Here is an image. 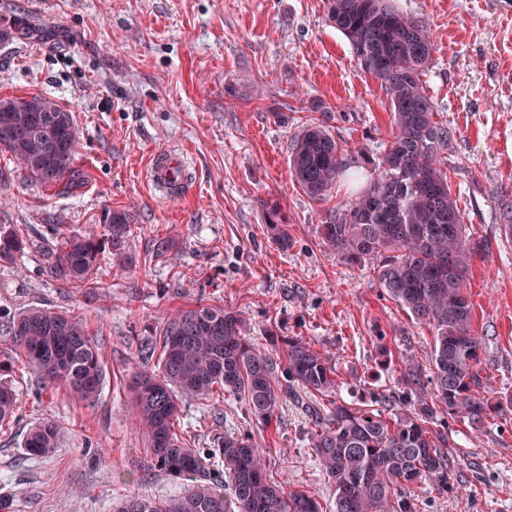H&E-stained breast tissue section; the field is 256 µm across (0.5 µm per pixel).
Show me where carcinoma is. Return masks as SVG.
<instances>
[{
    "label": "carcinoma",
    "instance_id": "carcinoma-1",
    "mask_svg": "<svg viewBox=\"0 0 512 512\" xmlns=\"http://www.w3.org/2000/svg\"><path fill=\"white\" fill-rule=\"evenodd\" d=\"M329 19L348 39L363 70L381 81L393 109L392 140L373 160L349 150L321 124L310 123L291 144L290 169L298 185L321 200L342 177L366 170L364 188L339 202L320 232L340 258L377 262L383 290L415 322L434 330L430 351L433 396L448 414L476 430L491 413L479 397L481 342L473 328L467 289L471 257L483 244L467 234L441 168L448 128L433 121L435 107L423 86L434 52L427 24L400 12L392 0H325ZM21 131L0 139L17 166L35 183L64 193L83 178L76 166L78 136L73 113L42 95L0 99V129ZM274 241L291 246L277 202L263 204ZM106 238H72L42 250L43 269L68 288H96L94 270L106 247L121 254L129 214L108 208L101 215ZM29 240L0 225V264L23 257ZM0 331L25 364L48 384L80 400L96 399L105 378L99 349L83 319L45 307L18 313L0 309ZM159 354L160 374L144 371L132 384L133 415L155 464L190 482L183 496L165 501L127 498L115 512H322L321 503L272 481L259 449L245 435L226 433L203 451L178 438L181 404L207 400L216 391L245 397L258 419L270 421L281 396L297 385L311 394L337 388L336 371L317 351L288 338L276 380L271 357L245 335L242 319L221 306L198 304L169 313L159 337L142 348L145 360ZM414 362L402 375L401 402L421 387ZM18 398L0 384V428L8 427ZM425 401L386 418L371 410L336 405L311 437L319 468L335 489L333 512H412L406 489L422 480L454 493L462 487L448 460V438L433 427ZM55 420L35 423L24 448L47 456L58 447Z\"/></svg>",
    "mask_w": 512,
    "mask_h": 512
}]
</instances>
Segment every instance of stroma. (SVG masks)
I'll use <instances>...</instances> for the list:
<instances>
[{"instance_id": "stroma-1", "label": "stroma", "mask_w": 512, "mask_h": 512, "mask_svg": "<svg viewBox=\"0 0 512 512\" xmlns=\"http://www.w3.org/2000/svg\"><path fill=\"white\" fill-rule=\"evenodd\" d=\"M424 18L435 50L423 77L436 120L448 129L442 168L473 239L468 290L482 342L479 395L495 408L482 432L449 416L448 456L463 495L412 485L414 512H512V0H393ZM0 99L45 95L74 115L84 182L61 195L31 182L0 150V225L30 247L0 265V306L49 307L85 317L105 380L90 402L49 388L16 361L0 335V382L19 398L0 431V495L11 512H113L128 495L164 500L187 486L151 461L135 426L131 385L138 355L168 313L196 303L222 306L246 334L279 358L296 336L335 368L331 396L284 397L272 422L243 399L185 400L180 431L196 448L224 433L248 434L272 481L303 491L331 512L335 494L310 435L333 403L396 413L406 359L429 366L430 327L413 322L384 291L374 265L341 260L320 226L351 186L322 200L292 179L290 144L319 122L336 140L380 157L391 140V103L364 72L324 0H0ZM181 158L185 188L170 197L152 185L155 153ZM277 201L292 245L267 233L262 204ZM131 215L121 256L104 253L99 289L64 288L44 272L47 227L103 237L104 209ZM60 423L55 451L30 455L24 436L37 420Z\"/></svg>"}]
</instances>
